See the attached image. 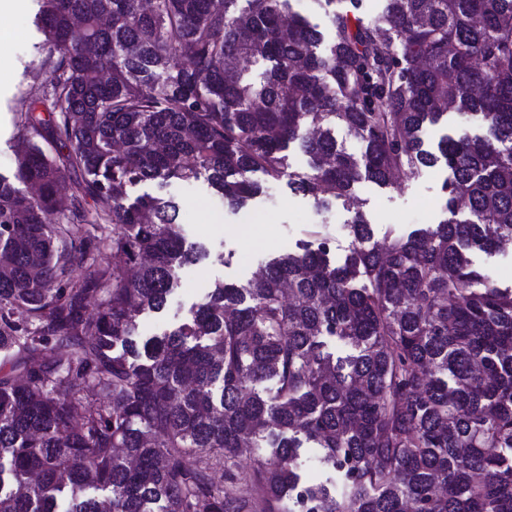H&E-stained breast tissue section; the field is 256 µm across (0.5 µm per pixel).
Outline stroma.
<instances>
[{"label": "stroma", "instance_id": "1", "mask_svg": "<svg viewBox=\"0 0 512 512\" xmlns=\"http://www.w3.org/2000/svg\"><path fill=\"white\" fill-rule=\"evenodd\" d=\"M20 2L18 13L0 17V31L11 34L0 53L9 63L7 78H0V174L6 176L15 171L18 115L48 83V75L41 67L47 55L44 36L35 26L40 0ZM306 166L305 153L298 144H291L284 178L265 184L263 194L250 202L248 209L254 218L245 235L238 232L239 212L226 207L205 181L172 182L162 188L146 182L133 188L136 196L149 193L178 201L180 222L187 236L205 243L210 252L207 259L180 270V286L164 312L140 316V335L157 336L184 321L191 307L217 284L243 283L269 258L294 250L310 232L333 237V256L342 258L350 242L348 226L355 213L366 215L379 239L389 232L404 235L445 217L444 167L402 174L386 187L359 182L349 198L321 210L312 199L292 194L287 187L288 175L303 171Z\"/></svg>", "mask_w": 512, "mask_h": 512}]
</instances>
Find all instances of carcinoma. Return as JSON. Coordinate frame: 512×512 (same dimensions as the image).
<instances>
[{
    "label": "carcinoma",
    "instance_id": "1",
    "mask_svg": "<svg viewBox=\"0 0 512 512\" xmlns=\"http://www.w3.org/2000/svg\"><path fill=\"white\" fill-rule=\"evenodd\" d=\"M352 2L323 52L291 0H41L49 90L0 175V512H512V285L471 258L512 238V0ZM450 113L486 134L426 149ZM294 142L320 207L442 163L449 217L376 245L358 212L342 262L312 232L139 336L208 249L130 190L239 209Z\"/></svg>",
    "mask_w": 512,
    "mask_h": 512
}]
</instances>
